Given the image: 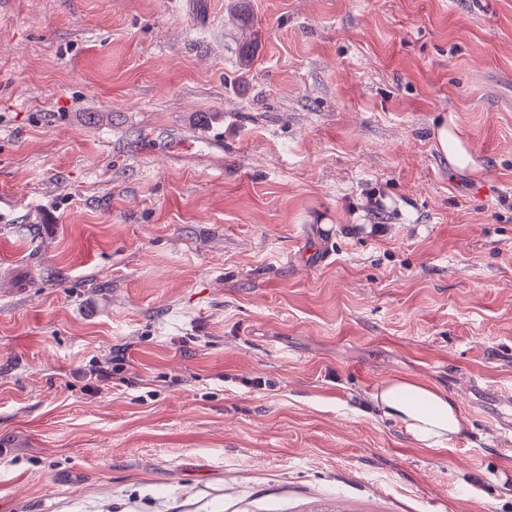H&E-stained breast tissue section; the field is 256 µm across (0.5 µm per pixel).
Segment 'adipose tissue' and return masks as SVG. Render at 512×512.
I'll return each mask as SVG.
<instances>
[{
  "label": "adipose tissue",
  "instance_id": "1",
  "mask_svg": "<svg viewBox=\"0 0 512 512\" xmlns=\"http://www.w3.org/2000/svg\"><path fill=\"white\" fill-rule=\"evenodd\" d=\"M434 146L458 169L474 168L467 139L453 118H446L433 134ZM382 416L394 419L420 446L431 448L459 436L464 419L458 402L442 389L403 377L383 381L370 394Z\"/></svg>",
  "mask_w": 512,
  "mask_h": 512
}]
</instances>
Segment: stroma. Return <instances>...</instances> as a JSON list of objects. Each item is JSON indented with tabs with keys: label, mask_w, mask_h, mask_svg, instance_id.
I'll return each mask as SVG.
<instances>
[{
	"label": "stroma",
	"mask_w": 512,
	"mask_h": 512,
	"mask_svg": "<svg viewBox=\"0 0 512 512\" xmlns=\"http://www.w3.org/2000/svg\"><path fill=\"white\" fill-rule=\"evenodd\" d=\"M228 3L0 0V512H512V0ZM433 141L435 149L448 159L450 166L476 170L468 141L458 130L453 116L449 115L435 128ZM370 399L382 416L400 423L425 448L450 441L464 429L458 402L434 385L392 377L378 385Z\"/></svg>",
	"instance_id": "35a3bbf8"
}]
</instances>
